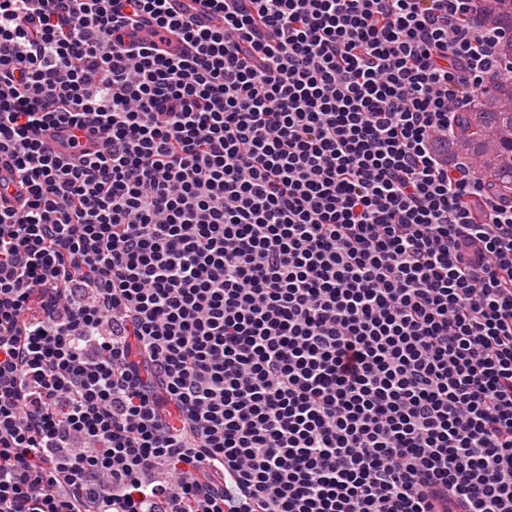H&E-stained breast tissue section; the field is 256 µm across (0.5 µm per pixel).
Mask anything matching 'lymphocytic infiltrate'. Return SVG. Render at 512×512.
<instances>
[{"label": "lymphocytic infiltrate", "mask_w": 512, "mask_h": 512, "mask_svg": "<svg viewBox=\"0 0 512 512\" xmlns=\"http://www.w3.org/2000/svg\"><path fill=\"white\" fill-rule=\"evenodd\" d=\"M170 2L0 0V512H512L476 0Z\"/></svg>", "instance_id": "lymphocytic-infiltrate-1"}]
</instances>
